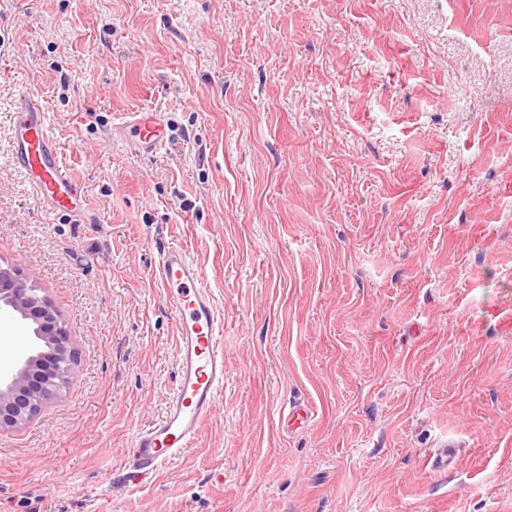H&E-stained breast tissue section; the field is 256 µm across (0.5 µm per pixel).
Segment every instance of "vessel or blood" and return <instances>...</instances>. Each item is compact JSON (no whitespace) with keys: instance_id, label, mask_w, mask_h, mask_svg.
Segmentation results:
<instances>
[{"instance_id":"1","label":"vessel or blood","mask_w":512,"mask_h":512,"mask_svg":"<svg viewBox=\"0 0 512 512\" xmlns=\"http://www.w3.org/2000/svg\"><path fill=\"white\" fill-rule=\"evenodd\" d=\"M12 161L36 190L43 210L79 222L88 215L84 188L64 171L57 144L34 96L19 90L12 108ZM115 135L134 153L151 157L170 140L164 113L154 109L128 112L113 124ZM158 279L176 316L178 376L166 399L162 417L139 429L125 461L128 482L138 484L155 477L198 436L211 416L224 388V353L220 339L224 316L204 284L201 269L178 245L163 247ZM313 409L293 403L281 417L289 432L310 427ZM435 469L454 471L456 445L443 442L432 455Z\"/></svg>"}]
</instances>
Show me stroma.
<instances>
[{
	"mask_svg": "<svg viewBox=\"0 0 512 512\" xmlns=\"http://www.w3.org/2000/svg\"><path fill=\"white\" fill-rule=\"evenodd\" d=\"M21 86L93 223L14 168ZM140 108L172 124L151 158L112 130ZM172 244L224 314V390L134 487ZM0 265L78 357L0 430V512H512V0H0ZM315 412L313 409L301 403H290L287 414L281 416V426L288 432L308 428L313 423ZM457 445L448 440L444 441L433 453V466L438 471L452 472L457 466Z\"/></svg>",
	"mask_w": 512,
	"mask_h": 512,
	"instance_id": "stroma-1",
	"label": "stroma"
}]
</instances>
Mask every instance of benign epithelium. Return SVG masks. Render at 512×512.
<instances>
[{"instance_id": "7a95c632", "label": "benign epithelium", "mask_w": 512, "mask_h": 512, "mask_svg": "<svg viewBox=\"0 0 512 512\" xmlns=\"http://www.w3.org/2000/svg\"><path fill=\"white\" fill-rule=\"evenodd\" d=\"M21 321L27 353L13 372L0 379V430L25 424L59 396L75 375L77 358L60 315L39 288L12 268L0 267V308Z\"/></svg>"}]
</instances>
